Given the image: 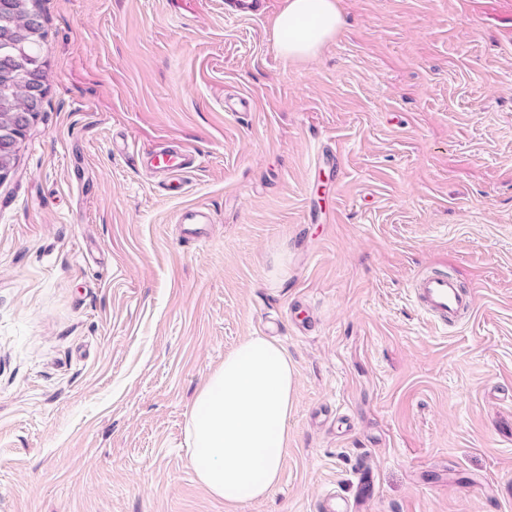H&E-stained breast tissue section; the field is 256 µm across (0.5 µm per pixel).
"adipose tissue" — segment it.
I'll return each instance as SVG.
<instances>
[{
  "label": "adipose tissue",
  "instance_id": "ef3b65f1",
  "mask_svg": "<svg viewBox=\"0 0 512 512\" xmlns=\"http://www.w3.org/2000/svg\"><path fill=\"white\" fill-rule=\"evenodd\" d=\"M338 0H284L275 17L278 52L314 57L339 31ZM296 402V370L263 336L243 340L197 392L186 424L189 462L225 505L261 497L280 479L288 418Z\"/></svg>",
  "mask_w": 512,
  "mask_h": 512
}]
</instances>
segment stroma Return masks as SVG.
Masks as SVG:
<instances>
[{"label": "stroma", "instance_id": "stroma-1", "mask_svg": "<svg viewBox=\"0 0 512 512\" xmlns=\"http://www.w3.org/2000/svg\"><path fill=\"white\" fill-rule=\"evenodd\" d=\"M39 0L43 110L0 182V512H226L185 448L250 336L296 367L281 479L235 512H512V0ZM134 153L113 149V134ZM186 147L183 186L139 153ZM207 207L202 239L182 209ZM474 308L442 330L411 283ZM341 25L338 0H284L274 20L273 38L283 57L304 60L314 57ZM411 290L417 306L439 326L458 325L473 308V294L445 272L419 274Z\"/></svg>", "mask_w": 512, "mask_h": 512}]
</instances>
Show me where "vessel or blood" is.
I'll list each match as a JSON object with an SVG mask.
<instances>
[{
    "instance_id": "obj_1",
    "label": "vessel or blood",
    "mask_w": 512,
    "mask_h": 512,
    "mask_svg": "<svg viewBox=\"0 0 512 512\" xmlns=\"http://www.w3.org/2000/svg\"><path fill=\"white\" fill-rule=\"evenodd\" d=\"M194 162L190 151L159 149L143 158L144 169L177 176L189 169ZM411 290L417 306L439 326L458 325L473 308V294L464 289L451 275L431 272L418 275Z\"/></svg>"
}]
</instances>
